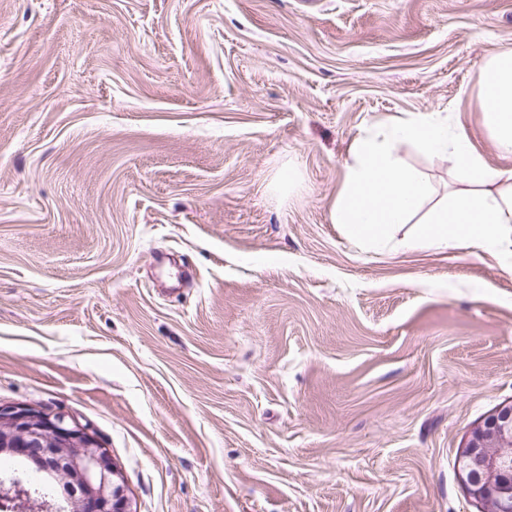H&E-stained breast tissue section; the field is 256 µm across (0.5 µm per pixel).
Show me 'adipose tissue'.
Instances as JSON below:
<instances>
[{"mask_svg": "<svg viewBox=\"0 0 512 512\" xmlns=\"http://www.w3.org/2000/svg\"><path fill=\"white\" fill-rule=\"evenodd\" d=\"M480 110L506 166L488 165L469 136L438 112H411L378 124L353 143L344 186L330 206L332 223L351 241L388 246L391 232L414 223L407 250L476 248L512 255V48L501 49L478 72ZM418 146L447 159L462 189L423 204L429 185L404 166L399 148Z\"/></svg>", "mask_w": 512, "mask_h": 512, "instance_id": "adipose-tissue-1", "label": "adipose tissue"}]
</instances>
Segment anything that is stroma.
<instances>
[{
  "instance_id": "35a3bbf8",
  "label": "stroma",
  "mask_w": 512,
  "mask_h": 512,
  "mask_svg": "<svg viewBox=\"0 0 512 512\" xmlns=\"http://www.w3.org/2000/svg\"><path fill=\"white\" fill-rule=\"evenodd\" d=\"M508 46L512 0H0V405L75 416L135 512H483L512 257L371 251L330 206L404 112L503 166ZM480 111L499 155L512 159V48L501 49L478 72Z\"/></svg>"
}]
</instances>
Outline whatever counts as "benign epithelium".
<instances>
[{"instance_id": "7a95c632", "label": "benign epithelium", "mask_w": 512, "mask_h": 512, "mask_svg": "<svg viewBox=\"0 0 512 512\" xmlns=\"http://www.w3.org/2000/svg\"><path fill=\"white\" fill-rule=\"evenodd\" d=\"M0 452L24 459L38 474L60 480L62 498L50 512H135L125 478L95 433L69 414L0 406ZM470 494L484 512H512V404L472 431L461 454ZM45 496L15 475L0 478V508L32 512Z\"/></svg>"}]
</instances>
